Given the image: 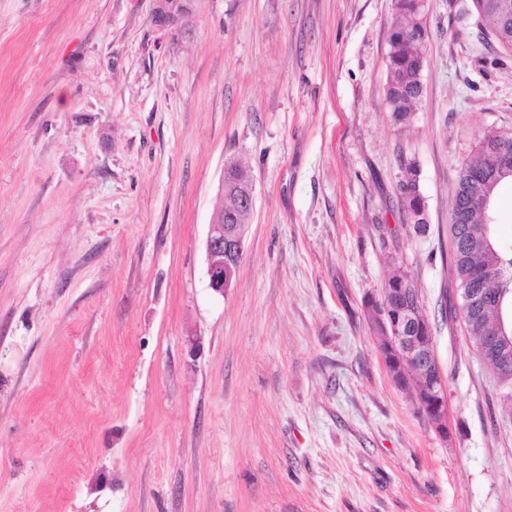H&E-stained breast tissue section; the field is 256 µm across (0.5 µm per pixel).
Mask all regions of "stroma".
<instances>
[{
	"label": "stroma",
	"mask_w": 512,
	"mask_h": 512,
	"mask_svg": "<svg viewBox=\"0 0 512 512\" xmlns=\"http://www.w3.org/2000/svg\"><path fill=\"white\" fill-rule=\"evenodd\" d=\"M0 0V512H512V420L454 312L452 202L512 130V55L428 0L423 93L384 100L392 0ZM428 224L403 220L402 159ZM255 186L224 295V163ZM409 271L450 433L367 297ZM154 22L163 31L171 35H184L180 19L187 7V0H154Z\"/></svg>",
	"instance_id": "obj_1"
}]
</instances>
